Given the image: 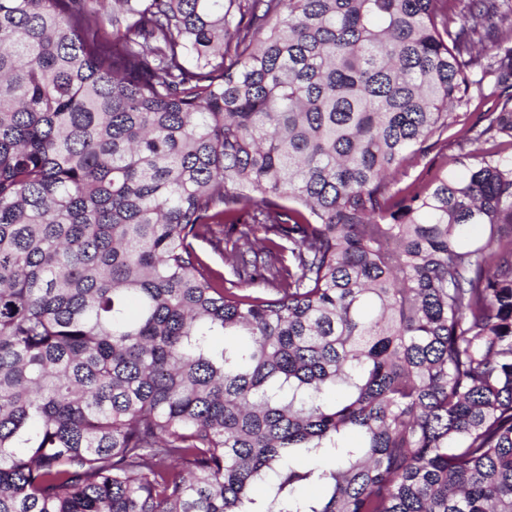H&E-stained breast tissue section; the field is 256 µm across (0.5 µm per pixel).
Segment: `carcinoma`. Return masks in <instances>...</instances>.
Segmentation results:
<instances>
[{
	"label": "carcinoma",
	"instance_id": "carcinoma-1",
	"mask_svg": "<svg viewBox=\"0 0 512 512\" xmlns=\"http://www.w3.org/2000/svg\"><path fill=\"white\" fill-rule=\"evenodd\" d=\"M510 150L512 0H0V512H512ZM470 95L471 101L467 105L462 104L453 108L456 124L448 130V147L443 150V160L448 157V172L460 173L476 163L472 157L463 155L469 149H473L472 147L460 151L455 133L461 128H468L474 121L475 114L485 112L492 106L493 99H485L475 84L470 88ZM197 250L203 260L214 270L220 280L221 278L224 279V286H229V284L225 283L226 279L235 280L231 272L230 262L225 257V253L224 256L219 253H214L206 244H199L197 246Z\"/></svg>",
	"mask_w": 512,
	"mask_h": 512
}]
</instances>
